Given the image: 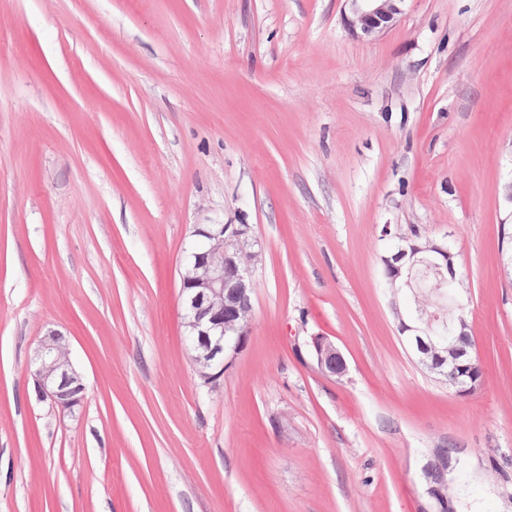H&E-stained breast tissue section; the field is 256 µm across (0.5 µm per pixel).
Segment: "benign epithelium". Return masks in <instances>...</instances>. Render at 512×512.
<instances>
[{
	"label": "benign epithelium",
	"instance_id": "obj_1",
	"mask_svg": "<svg viewBox=\"0 0 512 512\" xmlns=\"http://www.w3.org/2000/svg\"><path fill=\"white\" fill-rule=\"evenodd\" d=\"M346 24L357 38L377 36L393 26L402 14L405 0H343ZM248 224H197L192 236V249L187 254L181 273V298L184 326L195 352L197 372L208 383L224 374L226 352H237L246 342L252 312L254 284L251 266L261 256L249 239ZM454 254L446 242L420 238L408 248L384 259L386 277L391 287L413 293L414 272L427 265L438 273L450 272L449 278L438 280L435 293L448 297V332L466 326L459 314V300L454 269ZM399 321V331L418 361L437 368L445 362L464 368L470 353L453 342L440 350L433 336V320L426 306L416 314L400 311L392 303ZM312 355L318 369L330 377H340L347 370L342 351L325 336L311 339ZM34 380L41 399L63 409H73L83 399L82 377L73 366L63 334L48 331L35 351Z\"/></svg>",
	"mask_w": 512,
	"mask_h": 512
}]
</instances>
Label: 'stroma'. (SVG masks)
Returning <instances> with one entry per match:
<instances>
[{"label": "stroma", "mask_w": 512, "mask_h": 512, "mask_svg": "<svg viewBox=\"0 0 512 512\" xmlns=\"http://www.w3.org/2000/svg\"><path fill=\"white\" fill-rule=\"evenodd\" d=\"M0 0V512H512V0ZM247 224L249 336L203 382L180 270ZM393 234L453 244L482 370L419 365L385 288ZM65 335L85 386L39 399ZM331 339L347 370L310 354ZM350 33L357 38L377 36L393 26L406 0H342ZM347 8V10H346ZM34 380L42 400L73 409L83 399L82 377L73 366L63 334L49 330L35 351ZM312 355L318 369L330 377H340L347 370V362L342 351L326 336H313Z\"/></svg>", "instance_id": "obj_1"}]
</instances>
